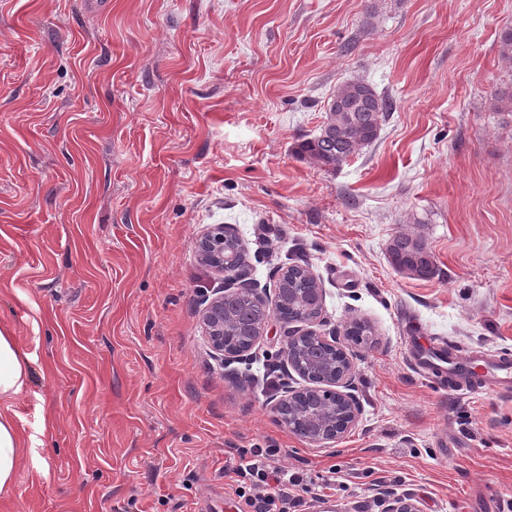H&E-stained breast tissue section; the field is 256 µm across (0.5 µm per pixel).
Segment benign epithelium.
<instances>
[{"label": "benign epithelium", "instance_id": "1", "mask_svg": "<svg viewBox=\"0 0 512 512\" xmlns=\"http://www.w3.org/2000/svg\"><path fill=\"white\" fill-rule=\"evenodd\" d=\"M230 230L216 224L197 240V256L206 267L224 275L232 288L216 291L200 309L204 338L212 356L222 363L251 355L270 323L277 320L292 325L282 355L303 381L290 387L273 408L278 424L316 448H330L357 424L360 406L350 392L355 373L354 351L348 344L349 333L325 336L313 329L319 315L313 311L288 320L281 317L279 306L285 303V289H275L274 300L248 282L246 258L231 265L224 261V240L233 238ZM231 295L247 296L264 304L269 315L250 331L242 343L229 346L224 341V301ZM381 512H421L410 495L389 492L382 500Z\"/></svg>", "mask_w": 512, "mask_h": 512}]
</instances>
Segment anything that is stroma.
I'll use <instances>...</instances> for the list:
<instances>
[{
  "label": "stroma",
  "instance_id": "1",
  "mask_svg": "<svg viewBox=\"0 0 512 512\" xmlns=\"http://www.w3.org/2000/svg\"><path fill=\"white\" fill-rule=\"evenodd\" d=\"M512 0H0V328L30 358L0 512H241L224 476L274 448L343 512L394 489L421 512H512V392L424 377L417 337L512 352ZM392 100L333 171L296 147L336 86ZM244 243L249 278L309 267L316 325L354 345L359 422L332 448L280 426L300 378L273 324L225 365L200 303L224 277L196 239ZM421 238L436 275L390 264Z\"/></svg>",
  "mask_w": 512,
  "mask_h": 512
}]
</instances>
